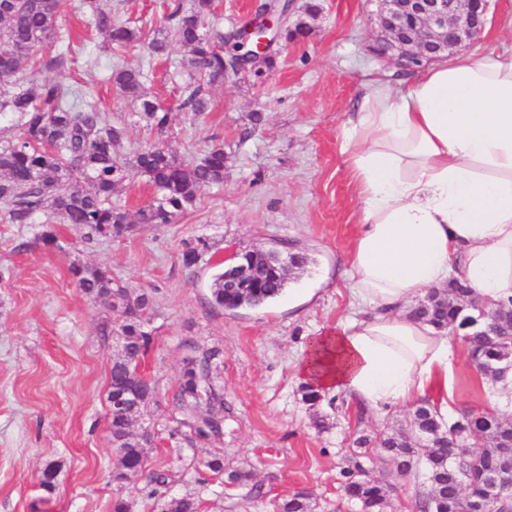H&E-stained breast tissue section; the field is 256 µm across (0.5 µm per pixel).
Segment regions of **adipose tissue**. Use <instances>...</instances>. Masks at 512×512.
<instances>
[{"label":"adipose tissue","mask_w":512,"mask_h":512,"mask_svg":"<svg viewBox=\"0 0 512 512\" xmlns=\"http://www.w3.org/2000/svg\"><path fill=\"white\" fill-rule=\"evenodd\" d=\"M363 204L352 241L357 317L313 338L299 371L356 405L454 402L447 331L410 298L460 277L488 306L512 301V55L435 61L374 84L347 137Z\"/></svg>","instance_id":"obj_1"}]
</instances>
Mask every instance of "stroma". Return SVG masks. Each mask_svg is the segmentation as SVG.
Here are the masks:
<instances>
[{
    "instance_id": "obj_1",
    "label": "stroma",
    "mask_w": 512,
    "mask_h": 512,
    "mask_svg": "<svg viewBox=\"0 0 512 512\" xmlns=\"http://www.w3.org/2000/svg\"><path fill=\"white\" fill-rule=\"evenodd\" d=\"M310 1L319 12L308 34L280 45L267 80L227 75L211 87L202 122L176 107L170 63L184 57L183 47L171 44L167 64H149L138 48L122 52L121 65L145 68L148 88L172 110L160 136L135 123L109 80V50L85 37L86 5L69 0L57 22L58 42L72 45L74 61L57 79L93 88L106 118L125 126L119 154L161 138L193 161L216 137L228 159L223 186L204 190L191 214L135 225L117 240H90L60 224L57 245L46 246L40 224L0 220V512H112L119 497L130 512H157L158 501L186 494L200 498L201 512H277L299 490L311 493L315 512H352L342 497L345 458L357 456L369 478L387 479L391 466L378 450L356 454L353 441L405 426L409 411H366L340 396L322 404L328 427L317 430L301 400L298 367L315 336L357 311L348 251L362 202L344 150L349 120L371 82L395 86L412 74L369 53L374 0H295L291 21L304 18ZM111 5L115 19L146 31L160 25L164 12L163 0ZM491 50L512 54V0H491L484 32L467 48L474 57ZM199 238L211 249L197 268L186 269L183 245ZM261 247L301 252L310 262L265 307L211 306L212 276L226 250ZM75 265L108 267L131 295L151 297L154 345L143 368L158 388L149 416L160 445L150 449L148 466L171 474L156 497L148 495L145 474L121 485L112 480L118 455L107 392L119 314L82 293L70 272ZM188 339L221 351L213 376L225 409L223 437L192 448L175 434L172 419ZM455 347L458 407H489L501 385L476 373L463 342ZM216 455L225 467L250 469L260 495L213 476L203 462ZM47 461L56 466L50 495L38 486Z\"/></svg>"
}]
</instances>
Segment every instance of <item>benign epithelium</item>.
Wrapping results in <instances>:
<instances>
[{"mask_svg":"<svg viewBox=\"0 0 512 512\" xmlns=\"http://www.w3.org/2000/svg\"><path fill=\"white\" fill-rule=\"evenodd\" d=\"M488 8L489 0H378L369 52L376 59L404 69L423 67L477 40L484 29ZM261 22L263 30L252 29L249 54L258 61L269 51L264 31L278 30L282 24L271 12L262 15ZM250 261H262L288 271L294 267L295 257L258 249ZM499 491L498 482L488 481L485 493L472 500V512H491Z\"/></svg>","mask_w":512,"mask_h":512,"instance_id":"benign-epithelium-1","label":"benign epithelium"}]
</instances>
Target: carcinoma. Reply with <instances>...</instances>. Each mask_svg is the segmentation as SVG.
Listing matches in <instances>:
<instances>
[{
    "label": "carcinoma",
    "instance_id": "carcinoma-1",
    "mask_svg": "<svg viewBox=\"0 0 512 512\" xmlns=\"http://www.w3.org/2000/svg\"><path fill=\"white\" fill-rule=\"evenodd\" d=\"M100 0H87L88 28L103 35L110 49L117 52L143 47L151 56L166 55L169 34L188 49V57L174 66L181 78L179 109L205 121L210 112L208 87L224 80L233 71L232 60L245 54L244 24L211 29L207 20L214 0H193L184 10L178 5L164 15L168 25L154 31L151 39L143 31L112 17L99 6ZM67 0H0V118L18 116L15 133L0 138V204L4 220L10 224H30L46 216L40 240L57 244L54 224H69L85 237L118 239L132 230L128 210L113 203L116 181L123 168L132 166L147 177L153 191L151 201L136 211L139 224H171L195 207L207 188L224 183L227 155L224 142L215 140L199 161L190 163L163 141L137 149L129 158H120L116 147L125 128L115 126L102 115L93 93L83 87L65 85L55 79L35 75L63 69L73 58L71 46L46 52L58 40L57 20ZM110 79L119 94L137 109L145 127L164 134L169 125L168 110L146 91L144 73L117 66ZM210 246L202 239L187 242L182 263L196 267ZM236 260L235 264H240ZM233 264V265H235ZM227 264L212 276L211 300L228 311L259 308L279 297L288 287L287 273H273L266 265H249L253 288H236L235 270ZM71 273L80 290L112 309L121 310V320L112 332L120 348L112 359L108 402L123 397L126 410H108L112 445L118 465L112 481L124 483L129 475L143 471L150 437L130 431L132 416L157 403L154 380L140 371L152 343L148 294L131 297L127 289L112 279L105 266H74ZM472 289L454 279L445 291L427 294L411 309V315L451 333L461 334L468 358L476 372L492 381L512 369V309L501 308L492 318L474 305ZM192 356L182 360L180 386L172 399L173 410L186 427L184 440L215 441L224 435V394L213 380V366L221 353L195 342L184 341ZM327 391L306 383L302 401L314 410L312 424L326 425L318 406ZM458 439L477 447V458L492 471L499 465L495 448L500 440L512 437V420L492 410L462 408L445 419L427 402L412 412L406 426L384 436L362 434L354 443L359 448H375L388 458L394 472L410 470L423 478L427 491L418 500V512H467L468 497L480 494L478 485L468 481L474 458L448 460V430ZM203 466L229 486L246 487L252 473L245 467L224 468V458L213 456ZM343 493L356 512H387L391 507L390 484L364 478L362 467L343 470ZM55 464L47 463L39 476V486L47 493L55 489ZM199 501L171 497L160 512H199ZM280 512H312L311 494L298 491L279 505Z\"/></svg>",
    "mask_w": 512,
    "mask_h": 512
}]
</instances>
